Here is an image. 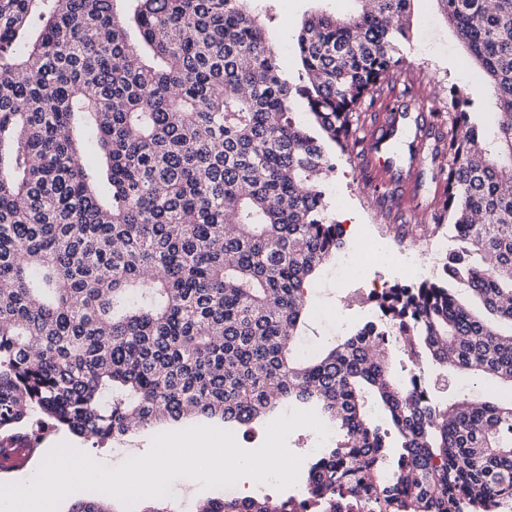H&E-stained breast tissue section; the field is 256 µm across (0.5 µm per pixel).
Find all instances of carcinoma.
I'll return each mask as SVG.
<instances>
[{
  "instance_id": "1",
  "label": "carcinoma",
  "mask_w": 512,
  "mask_h": 512,
  "mask_svg": "<svg viewBox=\"0 0 512 512\" xmlns=\"http://www.w3.org/2000/svg\"><path fill=\"white\" fill-rule=\"evenodd\" d=\"M357 2L304 21L293 83L246 0H0V445L249 433L294 402L336 428L307 471L314 512H512V397L432 384L451 368L512 390V0H438L498 108L481 127L449 87L431 220L390 227L454 238L440 275L369 294L384 331L298 350L313 275L345 246L328 146L363 145L413 26V0ZM68 512L116 510L97 493Z\"/></svg>"
}]
</instances>
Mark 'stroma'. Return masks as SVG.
I'll list each match as a JSON object with an SVG mask.
<instances>
[{"label": "stroma", "mask_w": 512, "mask_h": 512, "mask_svg": "<svg viewBox=\"0 0 512 512\" xmlns=\"http://www.w3.org/2000/svg\"><path fill=\"white\" fill-rule=\"evenodd\" d=\"M250 6L266 15V40L280 53L282 67L294 80L301 69L295 51L296 36L304 19L321 10L347 14L353 10L354 3L353 0H251ZM412 10L414 25L404 50L412 78L426 86L435 85L443 95L454 84L465 88L471 98L479 102L482 121L492 122L496 106L486 89L483 74L469 62L463 47L443 19L437 0H414ZM368 176L367 169L359 167L355 159L345 154L337 155L328 192L336 216L342 218L347 229L348 246H355L360 230L369 228L389 255L390 268L383 272L382 279L393 283L400 279L398 270L406 263L410 245L395 240L388 227L405 223L406 216L398 211L387 213L376 206ZM373 280V275L368 274L362 283L355 284L337 278L333 268L322 270L313 282L308 298L309 338L318 345L331 339V331L320 319L324 313L340 316L349 327L362 322L365 314L358 297L368 292ZM151 439V434L140 433L121 436L95 447L71 434L47 429L41 433L40 448L46 454L65 442L94 459L112 463L123 459L125 450L149 448Z\"/></svg>", "instance_id": "obj_1"}]
</instances>
